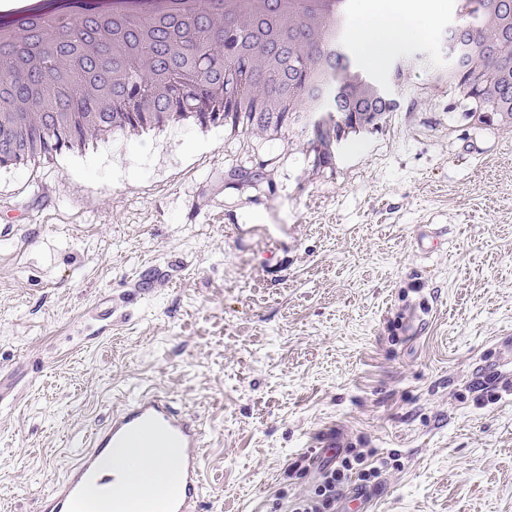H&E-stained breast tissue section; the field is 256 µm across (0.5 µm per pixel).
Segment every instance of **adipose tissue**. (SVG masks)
Masks as SVG:
<instances>
[{
	"label": "adipose tissue",
	"instance_id": "obj_1",
	"mask_svg": "<svg viewBox=\"0 0 512 512\" xmlns=\"http://www.w3.org/2000/svg\"><path fill=\"white\" fill-rule=\"evenodd\" d=\"M420 30L419 17L406 5L378 8L369 4L360 11L353 36L363 54L378 61L398 45L415 38ZM171 458L164 448L144 453L136 448H118L106 458L105 464L124 470L131 483L149 482L164 490L176 480Z\"/></svg>",
	"mask_w": 512,
	"mask_h": 512
}]
</instances>
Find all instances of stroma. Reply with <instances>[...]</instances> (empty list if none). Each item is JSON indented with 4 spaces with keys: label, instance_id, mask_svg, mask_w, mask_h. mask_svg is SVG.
I'll return each instance as SVG.
<instances>
[{
    "label": "stroma",
    "instance_id": "obj_1",
    "mask_svg": "<svg viewBox=\"0 0 512 512\" xmlns=\"http://www.w3.org/2000/svg\"><path fill=\"white\" fill-rule=\"evenodd\" d=\"M457 21L429 0L418 39L364 61L397 108L329 158L310 122L173 125L0 167V512H38L143 389L204 424L200 512H287L313 481L289 464L332 430L388 461L372 512H512V391L480 401L512 373V130L431 85Z\"/></svg>",
    "mask_w": 512,
    "mask_h": 512
}]
</instances>
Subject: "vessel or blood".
Here are the masks:
<instances>
[{"mask_svg":"<svg viewBox=\"0 0 512 512\" xmlns=\"http://www.w3.org/2000/svg\"><path fill=\"white\" fill-rule=\"evenodd\" d=\"M113 448L172 449L180 475L178 488L160 492L146 484H125L121 474H108L103 459ZM205 455L203 430L196 416L176 409L162 393L141 391L91 432L86 449L62 480L42 495L39 512H87V491L93 486L125 495L132 505H156L157 512H199Z\"/></svg>","mask_w":512,"mask_h":512,"instance_id":"obj_1","label":"vessel or blood"}]
</instances>
